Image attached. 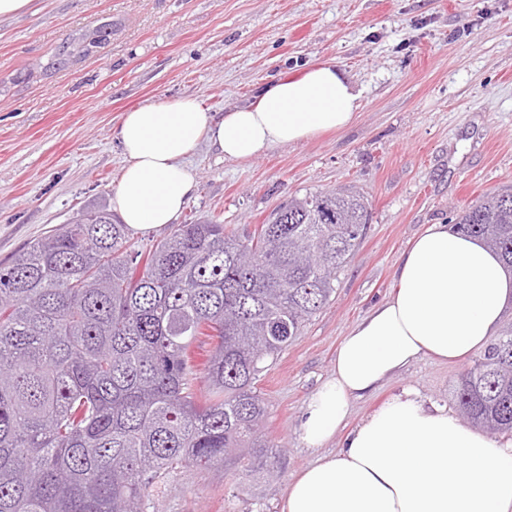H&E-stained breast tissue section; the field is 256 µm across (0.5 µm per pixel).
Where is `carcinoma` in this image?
<instances>
[{
  "mask_svg": "<svg viewBox=\"0 0 512 512\" xmlns=\"http://www.w3.org/2000/svg\"><path fill=\"white\" fill-rule=\"evenodd\" d=\"M368 199L307 193L252 232L178 224L148 252L102 204L0 264V512H144L190 467L278 468L255 381L331 301ZM512 269V187L459 214ZM211 341L198 373L191 347ZM468 423L512 433V318L461 375Z\"/></svg>",
  "mask_w": 512,
  "mask_h": 512,
  "instance_id": "carcinoma-1",
  "label": "carcinoma"
}]
</instances>
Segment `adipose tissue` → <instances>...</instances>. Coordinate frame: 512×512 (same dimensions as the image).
Here are the masks:
<instances>
[{"mask_svg":"<svg viewBox=\"0 0 512 512\" xmlns=\"http://www.w3.org/2000/svg\"><path fill=\"white\" fill-rule=\"evenodd\" d=\"M360 107V91L332 59L264 84L218 120L189 98L140 105L117 129L126 165L112 203L131 229L172 223L195 181L184 159L200 140L250 160L345 130ZM511 298L512 274L482 241L445 224L414 237L394 292L350 330L305 406L302 439L320 454L288 482L280 512H512V438L464 425L415 388L344 427L353 401L419 359L456 362L484 346ZM340 431L341 449L325 452Z\"/></svg>","mask_w":512,"mask_h":512,"instance_id":"obj_1","label":"adipose tissue"}]
</instances>
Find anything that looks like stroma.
<instances>
[{"mask_svg":"<svg viewBox=\"0 0 512 512\" xmlns=\"http://www.w3.org/2000/svg\"><path fill=\"white\" fill-rule=\"evenodd\" d=\"M105 24L93 53L59 60L63 43ZM330 58L361 91L357 121L249 161L200 142L177 218L243 230L309 192L353 185L369 200L330 303L256 383L264 437L286 455L258 485L191 468L152 485L145 512H279L285 485L317 455L302 440L304 406L342 338L392 291L409 241L512 186V0H35L0 19V262L112 200L126 110L187 97L218 119L262 84ZM465 368L422 358L356 401L349 422L407 386L455 408Z\"/></svg>","mask_w":512,"mask_h":512,"instance_id":"35a3bbf8","label":"stroma"}]
</instances>
